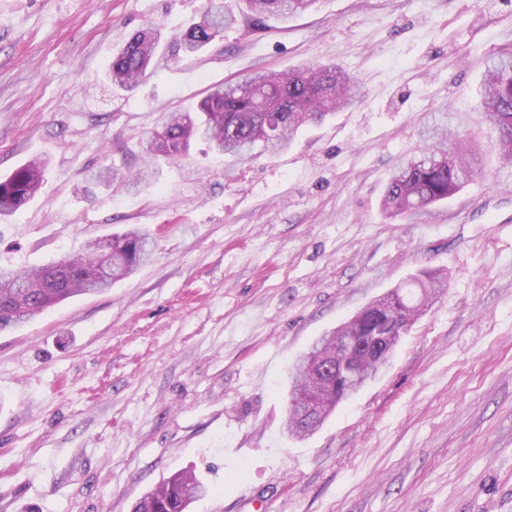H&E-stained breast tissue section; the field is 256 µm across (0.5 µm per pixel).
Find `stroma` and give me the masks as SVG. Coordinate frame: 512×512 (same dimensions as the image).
<instances>
[{"label": "stroma", "instance_id": "1", "mask_svg": "<svg viewBox=\"0 0 512 512\" xmlns=\"http://www.w3.org/2000/svg\"><path fill=\"white\" fill-rule=\"evenodd\" d=\"M203 0H0V177L42 157L39 194L0 218L18 271L136 226L151 262L0 333V512H132L195 470L190 512H512V177L476 109L512 51V0H319L176 56ZM160 36L155 74L112 87L113 51ZM334 63L359 104L248 161L192 142L139 191L159 113L255 70ZM430 112L480 144L448 201L394 221L393 169ZM448 275L391 363L312 436L283 428L288 366L405 279ZM97 183H110L114 182L122 183L123 186L139 188L143 184H147L146 175L138 172L135 177H129L120 174L118 171L112 169L111 167L104 168L98 172V174L93 178Z\"/></svg>", "mask_w": 512, "mask_h": 512}]
</instances>
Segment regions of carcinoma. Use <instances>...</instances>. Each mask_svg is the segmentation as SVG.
I'll return each mask as SVG.
<instances>
[{
  "instance_id": "obj_1",
  "label": "carcinoma",
  "mask_w": 512,
  "mask_h": 512,
  "mask_svg": "<svg viewBox=\"0 0 512 512\" xmlns=\"http://www.w3.org/2000/svg\"><path fill=\"white\" fill-rule=\"evenodd\" d=\"M318 0H243L251 13L288 18L315 7ZM237 22L234 9L224 0H207L199 21L179 38V49L188 56L202 52L222 37L224 29ZM160 37L149 26L134 31L112 54L108 78L112 86L129 91L147 76L157 55ZM354 78L336 64H309L296 71L258 72L233 84L214 85L196 108L175 110L160 116L146 139L148 158L180 160L198 138L241 160L256 152L277 153L290 146L306 124L322 121L328 114L352 106ZM477 110L496 132L493 142L502 167L512 169V54L488 64ZM428 142L391 174L382 202L387 219L413 216L430 205L460 192L471 180L476 155L464 137L448 127V114L439 113L426 130ZM44 162L32 160L0 178V217L11 215L31 201L42 183ZM98 183L120 182L139 188L146 175L122 176L107 167L94 177ZM153 253L150 234L130 229L88 242L83 252L63 256L48 264L22 272L0 269V332L17 327L47 308L72 297L101 293L112 283L135 273ZM448 288L447 277L425 272L409 284L399 285L378 298L332 331L316 339L289 368L291 395L286 409L289 435L305 438L317 427L293 410L299 391L315 382L318 374L308 360L327 354L338 336L355 341L369 336L378 326L371 315L381 300L397 302L400 315L393 323L394 335L403 336L425 303ZM210 487L192 471H183L162 482L142 497L133 512H188L190 505L205 497Z\"/></svg>"
}]
</instances>
